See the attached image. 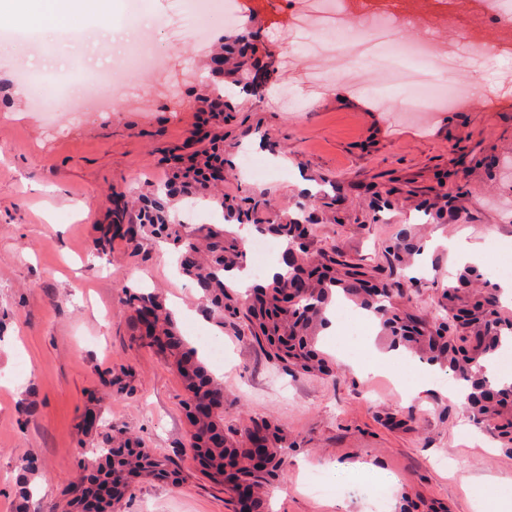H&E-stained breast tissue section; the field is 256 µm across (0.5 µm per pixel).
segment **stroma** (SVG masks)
<instances>
[{"label": "stroma", "instance_id": "1", "mask_svg": "<svg viewBox=\"0 0 512 512\" xmlns=\"http://www.w3.org/2000/svg\"><path fill=\"white\" fill-rule=\"evenodd\" d=\"M490 0H339L350 16L416 18L435 26L447 52L462 56L464 39ZM125 0H112V28L94 20L43 35L38 46L18 41L0 50V512H16L20 458L35 459L31 512H51L78 474V426L88 411L101 418L88 443L106 429L133 433L170 457L181 472L171 485L136 483L121 512H231L223 487L197 468L183 414L178 373L154 350L131 341L133 323L124 287L158 294L184 340L224 383V421L241 427L257 414L280 422L293 444L288 473L271 498V512H397L401 493L442 502L448 512H473L474 502L497 508L512 484V453L476 424L445 384H426L416 362L412 399L378 372L341 365L320 379L276 371L258 347L222 331L196 286L179 274L164 240L139 249L115 240L110 252L93 248L108 223L113 191L148 196L166 182L169 159L193 132L201 96L221 77L212 49L243 40L259 60V77L224 100V195L242 203L264 195L282 214L311 217L310 246L333 252L370 274L385 268L384 246L402 225L425 244L420 273L398 279L412 297V313L431 323L441 288L457 274L442 240L468 234L496 238L512 257V222L500 198L512 180L500 164L512 157V31L499 29L490 64L478 71L482 105L450 107L424 127L379 108L368 61L363 88L321 86L308 53L290 48L288 33L299 0H235L236 24L210 20L204 35L173 40L159 30L160 67L131 65L137 42L122 23ZM454 18V27L444 24ZM108 73L121 86L115 110L85 115L75 96L93 97ZM58 96L52 119L35 105L46 90ZM268 163L254 181L249 161ZM309 181L312 194L299 190ZM448 203V221L429 208ZM204 334L222 336L227 359L211 361ZM126 376L131 395L111 392L108 374ZM416 405L409 429L384 416ZM448 408L440 416L437 405ZM366 463L390 474L394 495L378 501L368 483L344 486L327 504L309 482L339 467Z\"/></svg>", "mask_w": 512, "mask_h": 512}]
</instances>
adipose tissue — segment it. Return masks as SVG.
<instances>
[{
    "label": "adipose tissue",
    "mask_w": 512,
    "mask_h": 512,
    "mask_svg": "<svg viewBox=\"0 0 512 512\" xmlns=\"http://www.w3.org/2000/svg\"><path fill=\"white\" fill-rule=\"evenodd\" d=\"M108 0H0V28H11L25 19H35L43 30L70 27L73 20L102 15Z\"/></svg>",
    "instance_id": "ef3b65f1"
}]
</instances>
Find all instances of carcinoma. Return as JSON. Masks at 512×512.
Masks as SVG:
<instances>
[{
	"instance_id": "1",
	"label": "carcinoma",
	"mask_w": 512,
	"mask_h": 512,
	"mask_svg": "<svg viewBox=\"0 0 512 512\" xmlns=\"http://www.w3.org/2000/svg\"><path fill=\"white\" fill-rule=\"evenodd\" d=\"M221 206L240 226L252 225L287 243L283 252L285 272L267 285H255L244 293L224 282V273L242 267L244 242L236 233L214 224H202L193 233L184 225L171 224L156 198L142 206V223L135 225L129 238L133 247L151 236L160 237L179 252V269L203 294L207 308L223 329L242 335L261 348L268 360L285 371L333 372L332 362L316 349L319 329L327 324L325 310L334 292L340 289L356 302L383 317L386 335L430 365L455 373L467 371L470 382L467 402L476 423H493L501 447L512 450V385H492L483 372L482 362L492 356L512 335V307L502 305L497 295L488 293L475 301L470 314L458 316L460 303L473 282L484 279L474 267L461 271L456 284L442 289L437 302L438 315L432 327L414 328L406 309L409 299L394 284L357 286L360 272L336 260V253H314L307 244L308 225L274 214L266 204L253 203L237 208L224 199ZM423 251L414 236L402 232L385 246L392 269L410 265L409 257ZM124 303L135 319L148 308L155 314V325L139 332V344L164 355L181 375L185 390L184 413L190 424L189 445L194 457L206 461L205 473L215 482L223 481L224 463L233 460L241 482L251 489L250 512H264L274 483L288 472V441L283 426L263 416H254L242 428L224 425V407H216L204 419L193 415L196 401L224 397V383L199 362L194 351L177 336L171 313L158 297L133 288L124 289ZM265 448L267 465L253 464L252 443ZM21 480L19 507L27 510L34 495L28 483L33 462H18ZM177 484L180 471L168 457L151 452L143 442L123 431H113L98 445V452L79 464L76 478L81 491L97 484L112 486L109 512H118L132 486L140 477ZM399 512H436L421 499L401 495Z\"/></svg>"
}]
</instances>
